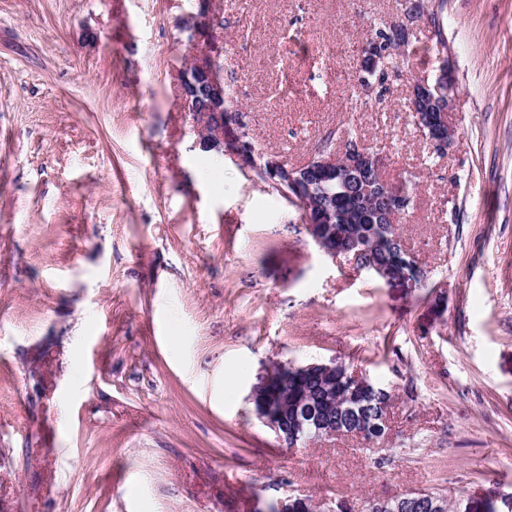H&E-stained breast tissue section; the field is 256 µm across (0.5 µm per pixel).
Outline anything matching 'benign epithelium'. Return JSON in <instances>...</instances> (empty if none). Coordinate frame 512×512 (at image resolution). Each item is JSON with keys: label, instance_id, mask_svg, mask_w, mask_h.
I'll use <instances>...</instances> for the list:
<instances>
[{"label": "benign epithelium", "instance_id": "obj_1", "mask_svg": "<svg viewBox=\"0 0 512 512\" xmlns=\"http://www.w3.org/2000/svg\"><path fill=\"white\" fill-rule=\"evenodd\" d=\"M195 24L189 28V41L200 42L210 31L209 0H197ZM407 19L399 15L398 20L386 27L390 37L389 45L374 36L366 40L363 46L361 62L367 63V69L380 71L384 55L394 51L400 32L405 28ZM217 57L208 52L195 59L193 71L183 80V107L189 110L190 88L195 80L203 77L208 84L210 109L193 113L194 119L204 128L208 142L204 147L235 156L240 163L252 170L258 177L271 185L288 188V198L297 202L303 210L306 231L312 243L324 254L334 258L339 255L350 256L347 251L336 249V235L323 232V225L338 224L340 218L351 222L367 215V211L379 206L382 214L390 221L405 214L410 204L405 191L398 185L382 179L375 181L374 176L382 173L381 153L363 144L351 145L342 149L341 155L321 153L312 156L303 166H290L278 156L257 148L250 137L244 122V113L235 109L225 90L223 72L217 69ZM420 96L413 105L415 122L428 132L430 150L445 155L453 143V131L448 123V112L452 107L454 82L450 74L444 71L432 82H420ZM353 180L362 183V193L357 199H344L348 209L336 210L334 194L330 192L333 184L341 185ZM249 400L253 404L256 417L268 427L276 438L289 446L298 442L299 436L294 429H288L283 423V409L277 407V394L267 391L266 380L258 378V384L251 389ZM418 500L404 496L376 501L371 504L372 512H415ZM308 498L301 495H286L269 504L266 510L255 512H304Z\"/></svg>", "mask_w": 512, "mask_h": 512}]
</instances>
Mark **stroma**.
<instances>
[{"label":"stroma","instance_id":"obj_1","mask_svg":"<svg viewBox=\"0 0 512 512\" xmlns=\"http://www.w3.org/2000/svg\"><path fill=\"white\" fill-rule=\"evenodd\" d=\"M194 0H0V512H261L512 492V0H446L448 52L380 93L358 50L396 0H210L256 145L296 166L354 128L412 179L426 287L311 242L302 211L182 107ZM455 76L445 157L411 88ZM342 362L393 393L382 451L288 448L258 373Z\"/></svg>","mask_w":512,"mask_h":512}]
</instances>
